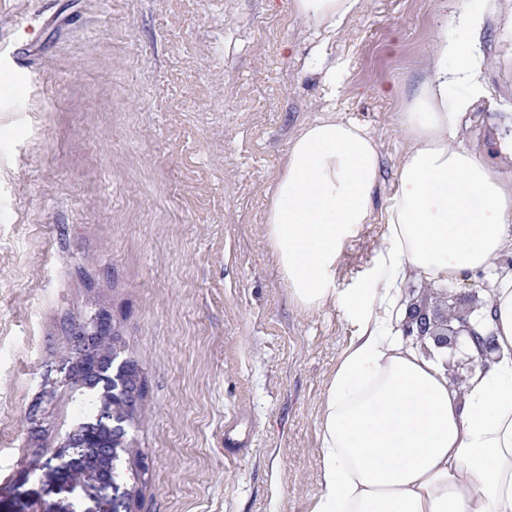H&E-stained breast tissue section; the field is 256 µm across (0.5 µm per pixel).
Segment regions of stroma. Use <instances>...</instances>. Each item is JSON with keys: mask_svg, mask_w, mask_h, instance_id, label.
Instances as JSON below:
<instances>
[{"mask_svg": "<svg viewBox=\"0 0 512 512\" xmlns=\"http://www.w3.org/2000/svg\"><path fill=\"white\" fill-rule=\"evenodd\" d=\"M489 27L492 101L465 136L482 155L512 132V16ZM447 28L468 41L434 0H367L330 41L292 0H0V512H100L55 459L93 393L58 385L41 431L27 421L97 303L146 380L137 512H311L322 404L356 318L291 299L266 237L273 183L326 95L370 128L377 212L331 285L374 287L397 114Z\"/></svg>", "mask_w": 512, "mask_h": 512, "instance_id": "stroma-1", "label": "stroma"}]
</instances>
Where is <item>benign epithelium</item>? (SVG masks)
<instances>
[{"label": "benign epithelium", "instance_id": "1", "mask_svg": "<svg viewBox=\"0 0 512 512\" xmlns=\"http://www.w3.org/2000/svg\"><path fill=\"white\" fill-rule=\"evenodd\" d=\"M404 334L420 339L429 337L438 348L469 351L472 363L485 362L494 345L476 332L469 319L458 316L451 310L443 312L429 310L425 306L413 305L403 326ZM72 359L64 381L73 387L90 386L86 378L84 360L91 356L97 361L112 362V372H129V383L123 392L112 390V397L105 399L96 421L83 424L81 435L65 440L63 450L56 455L57 468L70 481L71 491L88 497H97L111 489L113 495L103 512H136L138 496L126 489L118 491L117 478L122 463L116 448L127 443L128 430L134 427L142 410L145 378L139 364L123 356L124 341L112 325V316L104 308L76 325L72 336ZM107 422L112 431L109 442L97 440L99 424Z\"/></svg>", "mask_w": 512, "mask_h": 512}]
</instances>
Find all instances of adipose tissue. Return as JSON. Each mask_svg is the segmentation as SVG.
Segmentation results:
<instances>
[{"instance_id":"adipose-tissue-1","label":"adipose tissue","mask_w":512,"mask_h":512,"mask_svg":"<svg viewBox=\"0 0 512 512\" xmlns=\"http://www.w3.org/2000/svg\"><path fill=\"white\" fill-rule=\"evenodd\" d=\"M297 16L336 37L365 0H294ZM471 43L444 35L398 114L407 148L385 208L379 284L347 297L357 334L327 387L320 415L319 491L311 512H512V133L497 158L464 148L469 110L489 92ZM464 86L456 103L448 89ZM288 143L266 233L299 307L335 306L330 281L342 242L370 223L383 161L370 130L324 105ZM490 273L476 322L496 350L463 391L418 353L400 325L399 283L445 284Z\"/></svg>"}]
</instances>
